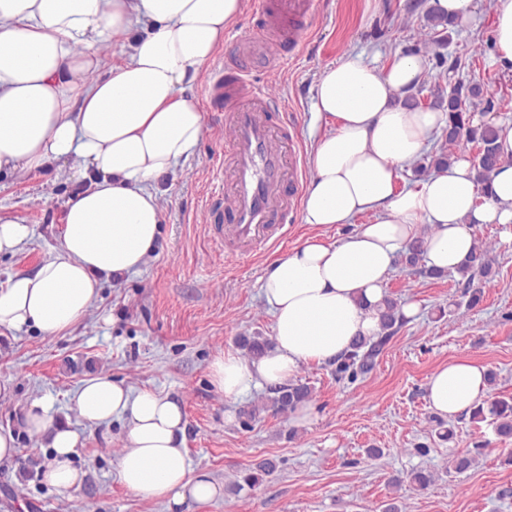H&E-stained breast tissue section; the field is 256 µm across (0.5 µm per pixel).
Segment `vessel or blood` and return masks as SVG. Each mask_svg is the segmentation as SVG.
I'll return each instance as SVG.
<instances>
[{"label":"vessel or blood","mask_w":512,"mask_h":512,"mask_svg":"<svg viewBox=\"0 0 512 512\" xmlns=\"http://www.w3.org/2000/svg\"><path fill=\"white\" fill-rule=\"evenodd\" d=\"M310 0H257L258 38L297 50L309 30ZM253 41H239L235 53L225 56L214 71L212 106L224 108L226 160L233 173L230 192L215 196L207 208L209 223L224 227L223 240L236 250L253 242L280 241L288 229L283 213H297L303 184V163L285 168L274 127H287L280 102L249 74L245 60Z\"/></svg>","instance_id":"obj_1"}]
</instances>
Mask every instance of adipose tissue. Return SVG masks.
Here are the masks:
<instances>
[{"label": "adipose tissue", "instance_id": "ef3b65f1", "mask_svg": "<svg viewBox=\"0 0 512 512\" xmlns=\"http://www.w3.org/2000/svg\"><path fill=\"white\" fill-rule=\"evenodd\" d=\"M243 0H0V173L37 171L56 161L77 168L87 186L65 203L60 249L33 273L0 289V328L55 336L88 313L103 282L136 274L157 244L163 210L154 185L188 160L203 131L190 93L224 44ZM124 36L120 63L104 66L102 47ZM418 57H394L385 71L357 58L327 67L315 109L335 128L311 153L313 179L303 202L312 225L372 223L341 241L305 239L275 260L262 294L274 316V344L255 358H216L211 377L226 401L253 387L278 389L303 366L325 364L357 337L380 330L379 304L405 246L425 240L427 266L457 271L475 246L474 227L512 224V126L500 129L504 158L489 186L456 159L419 188L400 191L398 173L446 125L443 112L401 105L418 83ZM486 390V368L454 359L427 378V400L446 419L470 413ZM79 416L101 425L128 422L117 462L128 491L187 501L224 493L208 473L192 472L180 400L131 391L108 376L84 382ZM27 429L49 437L54 461L43 480L60 490L83 474L70 463L79 434L56 422L47 401L24 415Z\"/></svg>", "mask_w": 512, "mask_h": 512}]
</instances>
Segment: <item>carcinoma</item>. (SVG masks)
I'll list each match as a JSON object with an SVG mask.
<instances>
[{
  "label": "carcinoma",
  "instance_id": "cac0c4a2",
  "mask_svg": "<svg viewBox=\"0 0 512 512\" xmlns=\"http://www.w3.org/2000/svg\"><path fill=\"white\" fill-rule=\"evenodd\" d=\"M488 93L485 85L480 83H458L450 87L447 97L448 112V153L440 155L435 160L436 167L450 164L458 157V152L467 145L479 147L473 167L482 183L489 182L492 173L503 163L497 140L498 126L490 122L473 124L471 112L481 104ZM424 253L423 240L417 239L408 244L400 254L398 265L401 268L419 274L436 276L438 272L420 266ZM492 251L483 240H478L471 253L468 263L458 271L464 280V290L470 294L469 305L477 304L481 290L489 281L492 274ZM403 320L400 305L397 300L387 296L383 300L380 311L381 330L378 335L369 339H357L352 342L350 351L333 362L336 380L355 382L368 375L375 367L377 359L383 353L386 345L394 334V327ZM310 394V387L305 383H293L275 392V395L263 404L262 410H270L275 414H288L297 404L305 401ZM474 422L489 420L495 425L496 432L501 437L512 436V400L503 398L492 399L479 403L471 411ZM480 454V447H475L465 453L452 455V468L457 473L468 470Z\"/></svg>",
  "mask_w": 512,
  "mask_h": 512
}]
</instances>
